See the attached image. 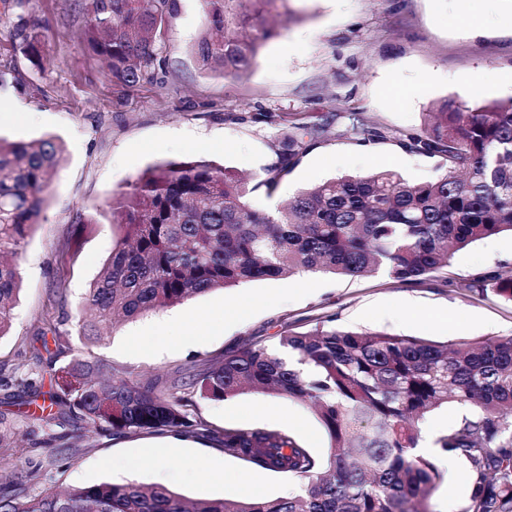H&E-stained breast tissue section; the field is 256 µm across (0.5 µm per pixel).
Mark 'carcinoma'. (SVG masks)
Masks as SVG:
<instances>
[{"instance_id": "cac0c4a2", "label": "carcinoma", "mask_w": 512, "mask_h": 512, "mask_svg": "<svg viewBox=\"0 0 512 512\" xmlns=\"http://www.w3.org/2000/svg\"><path fill=\"white\" fill-rule=\"evenodd\" d=\"M21 10L15 28L29 51L39 52L37 23ZM278 0H202L209 33L194 46L199 64L231 75L247 72L264 30L250 42L237 34L250 13ZM176 0H83L82 40L102 58L107 74L133 87L154 78L158 44ZM361 142L384 138L349 115ZM308 132L288 135L268 190L305 149ZM413 148L437 156L446 173L411 183L384 170L342 176L301 191L271 215L252 209L237 176L202 160L169 162L128 184L110 206L121 241L86 296L80 334L99 336L103 325L130 320L185 299L245 282L325 273L361 277L383 273L420 285L448 268L454 253L484 238L512 235V98L475 110L443 107L429 130L409 136ZM63 148L53 137L28 143L0 139V257L22 250L43 220L51 175ZM96 220L77 214L66 249ZM18 269L0 261V336L9 329L19 293ZM479 291L512 301V277L474 279ZM286 360L245 344L194 378L199 395L224 401L245 391L308 405L328 439L318 459L287 431L226 428L224 453L282 472L300 491L275 499L189 501L161 485L102 482L54 490L27 499L0 500V512H432L429 498L445 472L415 453L421 424L450 404L466 413L436 446L468 465L472 492L461 512H512V337L435 342L336 326L322 316L311 332L284 331ZM97 359L75 358L54 372L50 405L56 418L77 412L85 423L114 434H207L209 429L150 387L106 381Z\"/></svg>"}]
</instances>
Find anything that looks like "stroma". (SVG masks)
Here are the masks:
<instances>
[{
	"instance_id": "35a3bbf8",
	"label": "stroma",
	"mask_w": 512,
	"mask_h": 512,
	"mask_svg": "<svg viewBox=\"0 0 512 512\" xmlns=\"http://www.w3.org/2000/svg\"><path fill=\"white\" fill-rule=\"evenodd\" d=\"M154 80L128 87L110 80L104 63L81 39V0H30L29 17L43 25V65L35 67L13 23H0V65L16 70L0 83L12 104L0 139L46 136L64 145V158L35 225L15 259L21 292L12 326L0 336V489L10 481L34 497L60 487L136 481L171 487L190 499L243 497L256 483L263 497L298 491L283 473L226 455L216 435L226 428L283 429L318 458L328 438L303 403L247 392L214 402L189 386L191 375L252 342L277 347L284 330L308 332L318 318L340 327L436 341H483L512 336V302L469 289L478 275L512 271V238L491 236L454 255L447 273L422 285L385 274L369 277L267 278L216 289L181 304L79 336L86 294L122 232L107 214L112 196L147 169L203 159L247 177L253 209L265 212L300 191L341 175L380 170L413 183L438 178L437 158L405 147L442 106L474 108L512 98V0H280L254 16V35L270 28L252 68L238 78L204 70L194 45L206 27L201 0H177ZM483 22L485 35L467 25ZM361 113L384 134L358 151L347 116ZM312 127L306 151L274 193L262 180L279 162L295 125ZM94 216L80 248L64 253L76 213ZM206 313L203 341L181 346V316ZM57 334H50V327ZM103 361L109 375L184 399L207 435L179 436L159 465L144 463L163 436L115 435L73 419L49 422L24 388L54 391L53 373L76 356ZM447 470L429 499L432 512H460L471 493L463 460L434 451Z\"/></svg>"
}]
</instances>
